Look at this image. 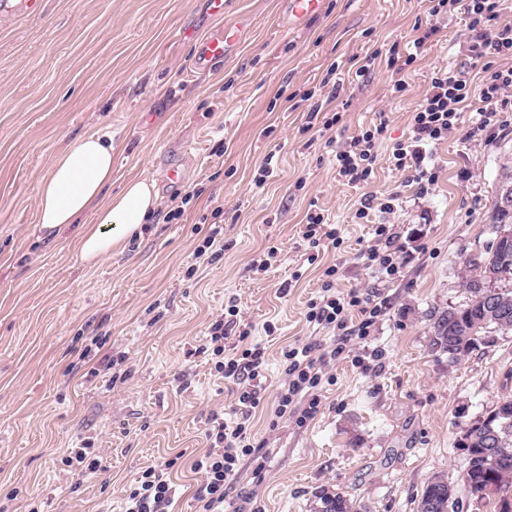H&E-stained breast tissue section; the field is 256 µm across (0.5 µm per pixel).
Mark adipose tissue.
<instances>
[{
	"mask_svg": "<svg viewBox=\"0 0 512 512\" xmlns=\"http://www.w3.org/2000/svg\"><path fill=\"white\" fill-rule=\"evenodd\" d=\"M156 205L144 179L113 189L112 134L100 129L71 141L40 180L37 223L49 233L75 227L79 257L90 263L142 232Z\"/></svg>",
	"mask_w": 512,
	"mask_h": 512,
	"instance_id": "adipose-tissue-1",
	"label": "adipose tissue"
}]
</instances>
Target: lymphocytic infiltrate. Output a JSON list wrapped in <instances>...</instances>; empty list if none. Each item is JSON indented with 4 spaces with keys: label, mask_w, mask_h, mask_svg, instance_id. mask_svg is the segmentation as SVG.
I'll list each match as a JSON object with an SVG mask.
<instances>
[{
    "label": "lymphocytic infiltrate",
    "mask_w": 512,
    "mask_h": 512,
    "mask_svg": "<svg viewBox=\"0 0 512 512\" xmlns=\"http://www.w3.org/2000/svg\"><path fill=\"white\" fill-rule=\"evenodd\" d=\"M432 17L463 13L470 40L465 47L466 60L455 73L434 72L428 88L412 117V134L395 142L388 161L395 169H411L416 179L428 175L426 147L447 138L459 128L472 92L471 74L481 70L485 81L480 93L482 105L472 119L475 130L506 126L497 109L505 93L512 91V68L495 69L489 63L494 55L512 56V21L503 20L504 0H430ZM385 131L376 126L352 136L335 150L339 176L356 184L371 179L378 160L377 146ZM377 244L369 246L364 256L379 281L392 280L398 271L393 251V235L388 225L375 228ZM335 268H327L326 279L318 297L311 299L307 322L316 332L311 341L294 343L283 350L284 377L275 396L270 427L292 417L303 424L312 419L321 404V391L328 383V367L346 349L352 338H365L374 318L386 310L385 301L357 290L340 293L332 278ZM360 313L357 325H350L351 313ZM209 343L216 358L214 370L236 384V407L231 421L219 423L210 435V446L191 463L202 480L195 490L200 512H224L227 487L239 474L243 458L259 454L251 438V428L264 400L257 384L264 364L260 344L243 348L239 354H224V321L216 319L210 326ZM175 465L167 460L142 471L136 487L129 493L125 512H169L173 502L169 471Z\"/></svg>",
    "instance_id": "lymphocytic-infiltrate-1"
}]
</instances>
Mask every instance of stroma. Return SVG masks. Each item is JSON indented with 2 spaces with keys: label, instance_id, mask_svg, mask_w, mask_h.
Wrapping results in <instances>:
<instances>
[{
  "label": "stroma",
  "instance_id": "obj_1",
  "mask_svg": "<svg viewBox=\"0 0 512 512\" xmlns=\"http://www.w3.org/2000/svg\"><path fill=\"white\" fill-rule=\"evenodd\" d=\"M18 2L0 6V512H123L141 472L171 458L170 510L196 512L190 465L235 404L205 349L210 325L237 306L224 346L245 330L264 347L261 384L274 399L282 350L308 340V303L330 266L340 291L377 290L389 308L348 343L305 425L273 429L269 413L256 415L252 436L267 453L242 461L231 507L249 494L254 512H316L320 496L338 492L356 512H417L431 477L457 483L464 431L512 396V336L452 365L429 345L428 313L469 298L463 260L490 241L512 125L473 137L463 120L433 146L431 182L389 168L387 155L409 137L432 72L460 67L463 20L438 19L410 64L428 0H323L289 30L284 0H227L224 18L244 26V41L199 71L195 44L217 26L206 0H44L28 19ZM332 117L340 141L385 125L371 182L338 176L317 132ZM103 127L113 188L149 179L159 204L142 235L89 265L73 230L34 235L37 187L61 147ZM269 155L274 171L257 183ZM171 163L181 183L166 180ZM367 192L393 199V212L357 218ZM187 194L184 215L167 221ZM314 211L338 243L304 238ZM213 223L224 249L194 263L195 230ZM379 224L393 227L400 267L378 284L362 252ZM271 246L277 262L253 269ZM83 446L102 460L97 472L67 464Z\"/></svg>",
  "mask_w": 512,
  "mask_h": 512
}]
</instances>
